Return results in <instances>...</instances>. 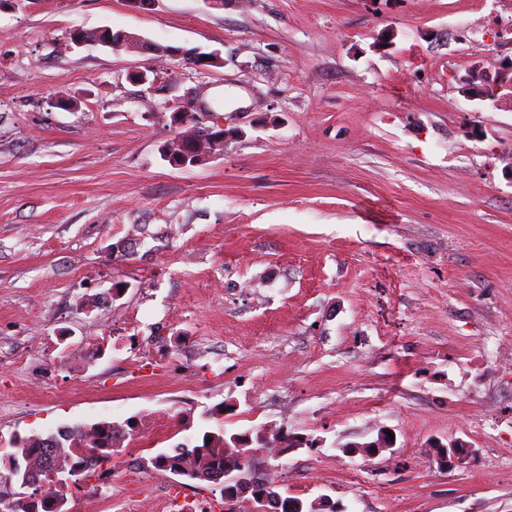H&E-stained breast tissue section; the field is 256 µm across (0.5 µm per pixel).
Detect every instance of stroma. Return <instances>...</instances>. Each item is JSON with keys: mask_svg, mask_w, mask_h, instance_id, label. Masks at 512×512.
Wrapping results in <instances>:
<instances>
[{"mask_svg": "<svg viewBox=\"0 0 512 512\" xmlns=\"http://www.w3.org/2000/svg\"><path fill=\"white\" fill-rule=\"evenodd\" d=\"M511 14L0 0V439L188 397L206 430L305 440L253 456L281 495L512 512V92L464 84L512 58ZM106 27L161 50L67 49ZM144 66L155 90L129 78ZM189 106L224 148L181 168L161 151ZM184 335L223 359L137 363ZM438 442L465 453L441 465Z\"/></svg>", "mask_w": 512, "mask_h": 512, "instance_id": "stroma-1", "label": "stroma"}]
</instances>
